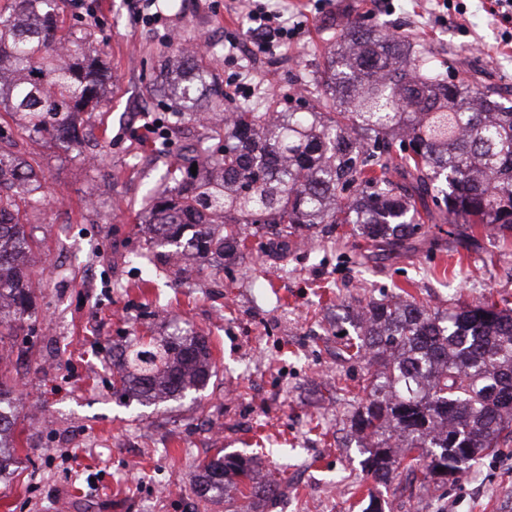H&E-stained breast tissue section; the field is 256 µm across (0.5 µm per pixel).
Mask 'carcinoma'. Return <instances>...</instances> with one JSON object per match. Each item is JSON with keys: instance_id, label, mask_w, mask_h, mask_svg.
<instances>
[{"instance_id": "cac0c4a2", "label": "carcinoma", "mask_w": 512, "mask_h": 512, "mask_svg": "<svg viewBox=\"0 0 512 512\" xmlns=\"http://www.w3.org/2000/svg\"><path fill=\"white\" fill-rule=\"evenodd\" d=\"M57 0H10L0 11V104L24 117L30 136L78 142L73 116L92 111L103 75L87 51L84 25H60ZM200 44L164 61L177 75L171 96L185 112L225 100ZM300 96L268 101L261 112L225 109L208 139L179 156L167 186L149 195V248H173L198 264L235 258L246 229L283 252L295 239L349 224L358 257L420 244L427 224L475 242V227L512 238V101L475 80L454 83L433 54L406 35L353 19L340 28L324 68ZM318 100L320 111L298 102ZM197 166V173L190 168ZM44 204L42 185L18 154L0 150V335L32 315L33 241L20 204ZM356 354L367 359L365 396L354 427L373 439L362 461L375 482L393 480V449L423 482L457 479L470 463L512 438V308L484 301L441 315L387 296L356 314ZM112 388L139 403L177 399L214 375L206 337L136 341L113 355ZM13 386L0 377V474L17 462L3 440L16 418ZM257 461L221 455L202 461L194 492L224 494L232 476L250 497L278 488L256 481Z\"/></svg>"}]
</instances>
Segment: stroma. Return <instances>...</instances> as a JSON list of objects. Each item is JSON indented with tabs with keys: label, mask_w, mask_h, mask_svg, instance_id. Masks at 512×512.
<instances>
[{
	"label": "stroma",
	"mask_w": 512,
	"mask_h": 512,
	"mask_svg": "<svg viewBox=\"0 0 512 512\" xmlns=\"http://www.w3.org/2000/svg\"><path fill=\"white\" fill-rule=\"evenodd\" d=\"M67 22L86 24L107 73L105 94L83 113L82 143L31 137L0 106V128L44 176L42 211L26 230L38 242L36 306L0 342V366L17 386L14 436L24 461L0 479V512H234L235 479L202 501L198 463L225 452L260 460L280 483L255 512H512V443L453 482L415 485L400 469L379 485L362 469L370 440L351 427L364 364L346 359L342 317L358 302L404 288L448 312L487 296L512 304V246L478 245L426 228L421 250L357 263L358 237L310 240L286 277L258 254L188 277L144 269V197L182 145L206 134L187 113L158 107L147 90L170 37L214 44V74L233 105L248 107L299 87L323 65L343 17L419 38L452 79L512 91V21L497 0H274L292 31L259 55L248 44L251 0H59ZM208 336L216 375L205 390L147 406L112 394V351L141 336ZM235 390L226 394V379Z\"/></svg>",
	"instance_id": "1"
}]
</instances>
